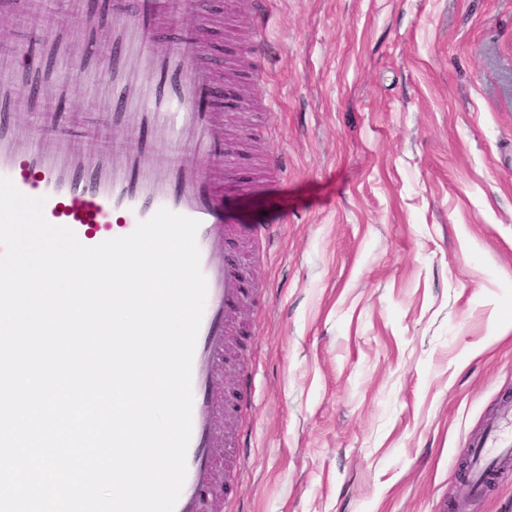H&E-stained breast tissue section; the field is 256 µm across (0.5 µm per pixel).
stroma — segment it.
<instances>
[{
    "instance_id": "35a3bbf8",
    "label": "stroma",
    "mask_w": 512,
    "mask_h": 512,
    "mask_svg": "<svg viewBox=\"0 0 512 512\" xmlns=\"http://www.w3.org/2000/svg\"><path fill=\"white\" fill-rule=\"evenodd\" d=\"M207 9L177 29L247 77L219 132L251 284L226 366L246 396L215 436L243 469L211 512H512V466L479 491L460 472L512 405V0ZM60 18L76 0L0 7V51L26 61Z\"/></svg>"
}]
</instances>
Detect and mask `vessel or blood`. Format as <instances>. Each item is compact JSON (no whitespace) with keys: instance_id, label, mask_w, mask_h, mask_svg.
<instances>
[{"instance_id":"b4317fda","label":"vessel or blood","mask_w":512,"mask_h":512,"mask_svg":"<svg viewBox=\"0 0 512 512\" xmlns=\"http://www.w3.org/2000/svg\"><path fill=\"white\" fill-rule=\"evenodd\" d=\"M182 0H82L84 28L74 37L65 21L41 32L36 51L45 66L25 68L0 58V177L25 195L45 200L44 216L95 246L131 234L140 221L166 208L199 221L197 245L207 297L192 358V425L187 473L175 512H207L203 496L214 479L212 428L225 420L220 393L232 330L228 306L249 293L238 263H217L237 217L225 211L224 152L214 136L221 94L212 66L200 63L201 44L185 38L152 48L161 27H175ZM112 30L111 62L93 43L100 26ZM64 60L60 75L55 60ZM99 75L103 121L136 131L132 145L102 150H62L57 137L71 133L65 115L70 82ZM58 108L53 131L35 136L16 127L12 113H40L42 100ZM171 157L157 167L161 151ZM472 486L512 457V440L490 430L471 450Z\"/></svg>"}]
</instances>
